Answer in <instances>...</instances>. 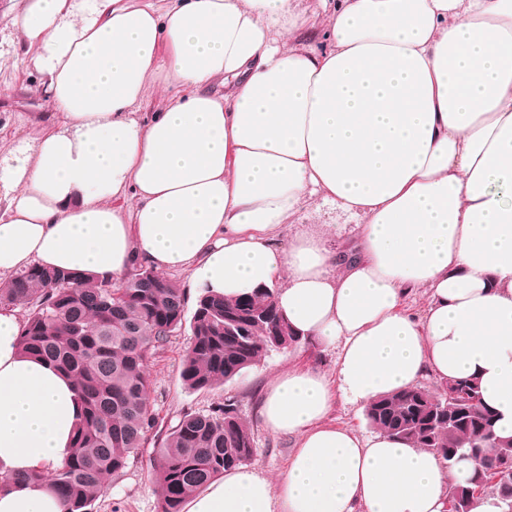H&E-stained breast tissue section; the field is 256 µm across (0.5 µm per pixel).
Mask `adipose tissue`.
Returning <instances> with one entry per match:
<instances>
[{"instance_id": "1", "label": "adipose tissue", "mask_w": 512, "mask_h": 512, "mask_svg": "<svg viewBox=\"0 0 512 512\" xmlns=\"http://www.w3.org/2000/svg\"><path fill=\"white\" fill-rule=\"evenodd\" d=\"M319 7L10 0L47 111L30 152L0 161V278L117 281L138 262L227 298L270 288L293 331L336 350L335 377L265 389L264 427L295 440L287 470L226 472L186 512H443L439 457L329 423L338 394L366 407L473 378L512 437V0ZM314 198L338 222H299ZM418 291L419 317L402 309ZM22 327L0 307V512H63L32 475L72 456L80 397L22 352Z\"/></svg>"}]
</instances>
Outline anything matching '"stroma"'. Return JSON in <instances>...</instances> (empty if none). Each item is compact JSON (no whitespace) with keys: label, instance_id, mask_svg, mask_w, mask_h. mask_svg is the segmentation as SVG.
<instances>
[{"label":"stroma","instance_id":"stroma-1","mask_svg":"<svg viewBox=\"0 0 512 512\" xmlns=\"http://www.w3.org/2000/svg\"><path fill=\"white\" fill-rule=\"evenodd\" d=\"M21 51L13 40L7 17L0 15V147L32 146L31 124L42 102L35 95L38 74L33 66L19 64ZM189 328H182L149 366V405L159 429L176 424L187 412L205 411L229 395L238 396L241 416L253 427L256 453L251 469L270 479L287 468L293 451L292 438L265 429L259 416V399L267 383L289 368H319L333 372L335 352L318 345H299L271 351L259 365L215 391H193L181 378V365ZM153 454L144 449L125 471L111 479L107 490L91 506V512H158L159 491L152 479Z\"/></svg>","mask_w":512,"mask_h":512}]
</instances>
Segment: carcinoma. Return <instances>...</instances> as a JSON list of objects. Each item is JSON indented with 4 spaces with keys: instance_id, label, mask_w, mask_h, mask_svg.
<instances>
[{
    "instance_id": "cac0c4a2",
    "label": "carcinoma",
    "mask_w": 512,
    "mask_h": 512,
    "mask_svg": "<svg viewBox=\"0 0 512 512\" xmlns=\"http://www.w3.org/2000/svg\"><path fill=\"white\" fill-rule=\"evenodd\" d=\"M186 289L141 264L119 282L83 280L32 266L0 282V306L23 310V352L47 360L74 378L85 415L75 436L76 452L49 481L64 512H88L108 479L120 476L148 443L155 428L147 395L151 360L181 330ZM181 378L195 391H212L258 365L266 354L296 343L271 290L235 299L204 293L193 314ZM472 390L445 416L449 382L436 391L414 386L382 396L365 409L375 430L438 454L444 463L465 452L480 461V495L491 493L500 512L503 485L512 473V437L496 434L495 412ZM152 476L160 489L159 512H182L191 495L224 471L250 463L254 433L238 400L183 414L154 449Z\"/></svg>"
}]
</instances>
